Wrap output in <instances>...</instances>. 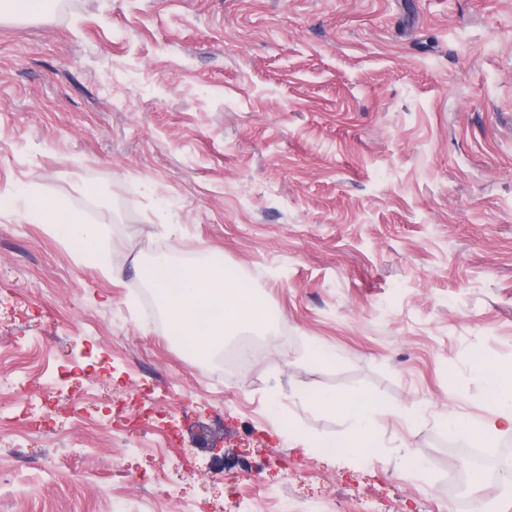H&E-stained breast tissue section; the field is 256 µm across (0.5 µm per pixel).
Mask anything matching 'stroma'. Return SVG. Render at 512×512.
Here are the masks:
<instances>
[{
    "instance_id": "obj_1",
    "label": "stroma",
    "mask_w": 512,
    "mask_h": 512,
    "mask_svg": "<svg viewBox=\"0 0 512 512\" xmlns=\"http://www.w3.org/2000/svg\"><path fill=\"white\" fill-rule=\"evenodd\" d=\"M59 2L0 8V374L77 373L24 448L0 396V512H240L262 489L258 512H450L471 468L442 422L491 417L476 360L512 364V0ZM42 201L96 225L107 269ZM161 252L259 289L277 327L249 367L168 340L142 296ZM352 390L384 410L380 461L317 449L351 424L307 394ZM487 460L478 496L512 512V431Z\"/></svg>"
}]
</instances>
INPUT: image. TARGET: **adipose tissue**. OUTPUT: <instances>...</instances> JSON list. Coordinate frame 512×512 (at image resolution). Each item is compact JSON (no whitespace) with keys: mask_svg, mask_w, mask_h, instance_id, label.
Instances as JSON below:
<instances>
[{"mask_svg":"<svg viewBox=\"0 0 512 512\" xmlns=\"http://www.w3.org/2000/svg\"><path fill=\"white\" fill-rule=\"evenodd\" d=\"M37 214L59 236L80 242L88 253H97L100 238L94 225L74 216H60L51 204L40 205ZM146 280L161 299L174 330L189 337L204 355L222 348L229 337L257 332L269 318L260 295L229 276L217 261L184 264L159 254L148 264ZM478 370L485 382V395L496 407L494 418L471 422L451 415L443 424L449 438H466L488 447L503 428L512 429V366L487 359ZM308 400L321 412L351 420L353 432L336 442L337 454L375 461V454L367 450L368 440L383 410L368 394L321 392L309 394Z\"/></svg>","mask_w":512,"mask_h":512,"instance_id":"ef3b65f1","label":"adipose tissue"}]
</instances>
